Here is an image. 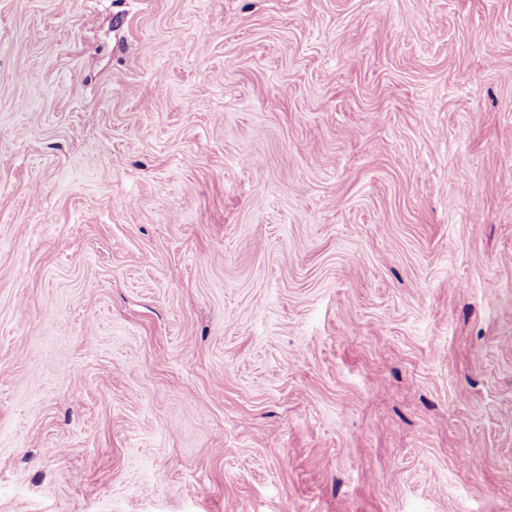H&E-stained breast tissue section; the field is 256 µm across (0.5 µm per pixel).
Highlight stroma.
I'll list each match as a JSON object with an SVG mask.
<instances>
[{
	"instance_id": "1",
	"label": "stroma",
	"mask_w": 512,
	"mask_h": 512,
	"mask_svg": "<svg viewBox=\"0 0 512 512\" xmlns=\"http://www.w3.org/2000/svg\"><path fill=\"white\" fill-rule=\"evenodd\" d=\"M0 512H512V0H0Z\"/></svg>"
}]
</instances>
